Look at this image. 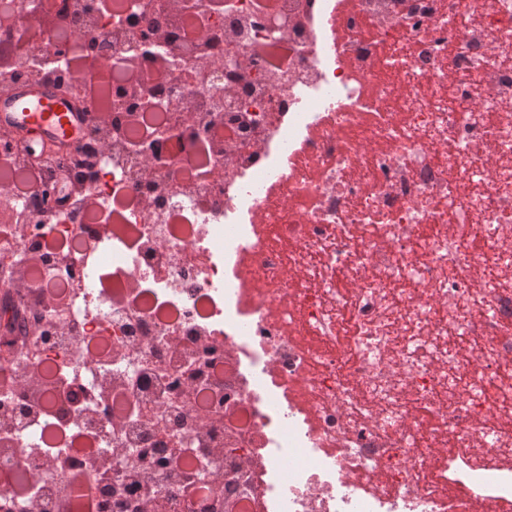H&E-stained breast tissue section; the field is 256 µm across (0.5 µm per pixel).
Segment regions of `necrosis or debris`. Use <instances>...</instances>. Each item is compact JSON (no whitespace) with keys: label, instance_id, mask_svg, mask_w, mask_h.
Masks as SVG:
<instances>
[{"label":"necrosis or debris","instance_id":"1","mask_svg":"<svg viewBox=\"0 0 512 512\" xmlns=\"http://www.w3.org/2000/svg\"><path fill=\"white\" fill-rule=\"evenodd\" d=\"M68 4L87 27L24 49L105 41L112 128L0 225L1 286L45 257L10 295L0 512H56L76 472L71 512L135 481L190 512L203 458L210 512H512V0ZM151 26L174 65L134 125L114 59ZM60 172L95 210L44 206Z\"/></svg>","mask_w":512,"mask_h":512}]
</instances>
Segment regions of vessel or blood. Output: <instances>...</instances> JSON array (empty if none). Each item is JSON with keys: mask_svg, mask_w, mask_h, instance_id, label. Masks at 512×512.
Here are the masks:
<instances>
[{"mask_svg": "<svg viewBox=\"0 0 512 512\" xmlns=\"http://www.w3.org/2000/svg\"><path fill=\"white\" fill-rule=\"evenodd\" d=\"M89 121L85 106L57 95L49 84H21L0 96V132L46 141L59 152L75 147Z\"/></svg>", "mask_w": 512, "mask_h": 512, "instance_id": "obj_1", "label": "vessel or blood"}]
</instances>
